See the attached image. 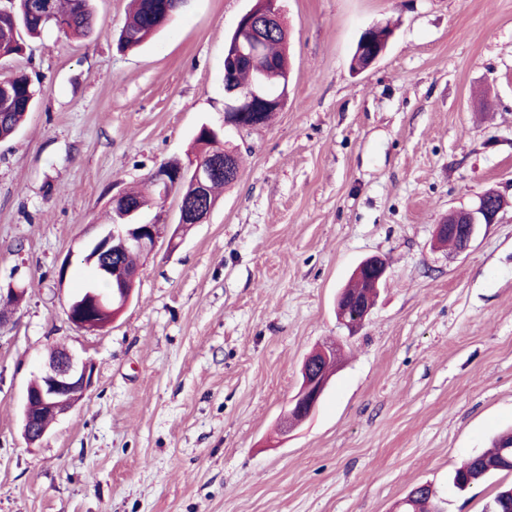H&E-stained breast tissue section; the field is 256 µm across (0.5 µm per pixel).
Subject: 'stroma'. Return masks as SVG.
Instances as JSON below:
<instances>
[{
  "instance_id": "35a3bbf8",
  "label": "stroma",
  "mask_w": 512,
  "mask_h": 512,
  "mask_svg": "<svg viewBox=\"0 0 512 512\" xmlns=\"http://www.w3.org/2000/svg\"><path fill=\"white\" fill-rule=\"evenodd\" d=\"M254 3L188 0L123 52L129 0H93L92 36L45 29L12 63L40 93L0 142V512H399L425 482L445 512H482L512 482H451L512 427V0H280L288 102L239 131L224 48ZM375 24L390 47L354 71ZM204 123L237 149L238 181L200 224L173 195L147 207L171 239L112 323L77 329L67 302L113 195L186 160ZM490 188L497 222L464 253L438 245ZM374 255L388 276L352 334L336 296ZM332 341L340 369L281 435L304 359ZM56 346L94 383L31 446L26 388Z\"/></svg>"
}]
</instances>
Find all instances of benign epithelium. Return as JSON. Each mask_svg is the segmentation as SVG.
Segmentation results:
<instances>
[{"mask_svg":"<svg viewBox=\"0 0 512 512\" xmlns=\"http://www.w3.org/2000/svg\"><path fill=\"white\" fill-rule=\"evenodd\" d=\"M278 0H266L261 12L250 9L238 20L233 45L224 53V67L231 70L238 63L246 62L253 72L254 79L246 87L225 88L224 126L239 130L259 126L261 113L278 112L283 109L285 99L276 95L268 83L270 70L267 65L266 36L283 27L281 8ZM25 12L37 14L50 21L54 19L50 0H26ZM392 31L382 25H373L362 33L355 55L366 59L372 65L387 51ZM211 142L206 157L187 158V162L164 163L152 171L148 177L151 188L164 199L175 193L179 198L180 224H200L212 207L191 205L186 201L183 189L192 188L194 194H202L209 183L216 178L234 182L239 177L234 154L224 149V139L208 125ZM497 193L488 190L479 196L477 205L472 209H460L454 212L446 224L437 226V236H448L457 240V252L463 253L470 247L478 225L494 223L500 208L491 204ZM141 208L134 204L126 194L112 196V228L94 239L87 247L85 260L94 264L98 276L110 275V259L136 250L147 255L155 250L158 243L167 235L169 224L158 220L145 224L139 221ZM388 265L379 256L364 260L355 270V276L366 277L374 287H379L386 279ZM136 274L130 272L123 278L112 282V288L106 295L92 290L83 297H72L68 302L67 316L76 328L86 332H95L111 323L129 304L132 298ZM337 311L342 313L340 320L354 334L362 326L373 305L364 303L355 297L340 292L336 299ZM331 349L324 346L304 362L302 382L289 401L281 423V432L306 420L316 409L325 393L332 373L318 370L323 359H330ZM93 365L68 348H54L50 351L36 385L27 386L22 415V431L28 444L41 441L51 424L60 416L69 412L83 398L92 386Z\"/></svg>","mask_w":512,"mask_h":512,"instance_id":"obj_1","label":"benign epithelium"}]
</instances>
